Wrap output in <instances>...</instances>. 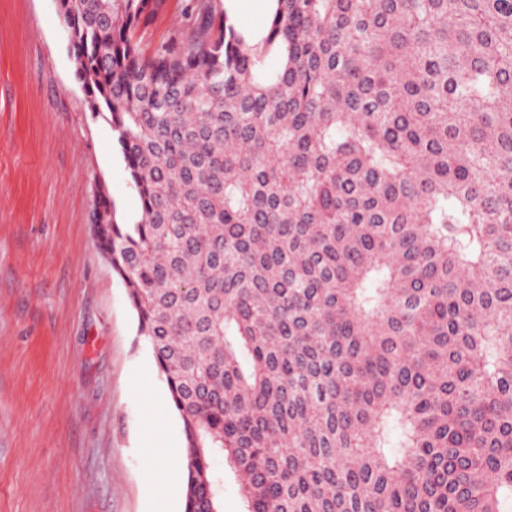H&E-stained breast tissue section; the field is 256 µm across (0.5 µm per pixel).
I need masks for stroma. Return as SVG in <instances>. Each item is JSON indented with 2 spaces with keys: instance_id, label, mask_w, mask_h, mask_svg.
Instances as JSON below:
<instances>
[{
  "instance_id": "obj_1",
  "label": "stroma",
  "mask_w": 512,
  "mask_h": 512,
  "mask_svg": "<svg viewBox=\"0 0 512 512\" xmlns=\"http://www.w3.org/2000/svg\"><path fill=\"white\" fill-rule=\"evenodd\" d=\"M101 186L140 212L55 0H0V512H183L148 468L184 435L95 240Z\"/></svg>"
}]
</instances>
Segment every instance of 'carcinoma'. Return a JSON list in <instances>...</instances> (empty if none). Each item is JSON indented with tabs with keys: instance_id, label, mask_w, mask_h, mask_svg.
I'll use <instances>...</instances> for the list:
<instances>
[{
	"instance_id": "obj_1",
	"label": "carcinoma",
	"mask_w": 512,
	"mask_h": 512,
	"mask_svg": "<svg viewBox=\"0 0 512 512\" xmlns=\"http://www.w3.org/2000/svg\"><path fill=\"white\" fill-rule=\"evenodd\" d=\"M57 0L141 200L98 190L184 512H512V0ZM183 0H167L166 7L155 22L141 34V45L148 52L159 40L167 37L172 31L185 23L182 16ZM235 10L250 24L252 32L261 35L265 32L272 9L267 0H237ZM215 468L224 471L223 512H246V504L239 493V484L232 470L222 458L215 460Z\"/></svg>"
}]
</instances>
